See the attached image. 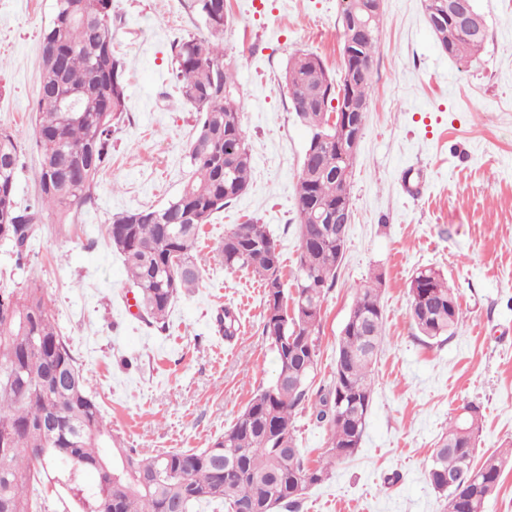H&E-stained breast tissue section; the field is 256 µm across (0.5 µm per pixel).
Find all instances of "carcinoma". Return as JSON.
Instances as JSON below:
<instances>
[{"label":"carcinoma","instance_id":"carcinoma-1","mask_svg":"<svg viewBox=\"0 0 512 512\" xmlns=\"http://www.w3.org/2000/svg\"><path fill=\"white\" fill-rule=\"evenodd\" d=\"M362 0H340L338 25L358 13ZM207 34L174 44L170 76L181 97L198 112L188 147L193 168L179 195L161 208L112 215L107 235L124 258L140 304L141 322L159 332L177 296L194 286L192 260L203 225L247 189L252 156L239 112V87L218 38L224 31V0H192ZM428 25L441 50L454 59L477 55L487 25L474 0H424ZM382 12L366 16L355 44L343 46L340 77L322 59L302 52L282 74L309 141L295 187L300 251L295 293L288 295L278 245L264 225L237 224L224 234L216 257L224 268L251 270L263 288L262 335L275 352L276 380L258 390L235 423L210 447L146 455L123 448L112 435L69 343L35 284L0 292V512H36L30 493L58 468L90 471L95 485L91 512H193L203 504L231 512L254 504L264 512L293 508L306 491L324 482L336 463L358 451L372 401L373 365L383 336L382 275L362 284L336 347L329 388L319 393L316 419L330 430L327 458L309 463L298 448L294 419L309 400L317 365L322 305L336 282L346 242L336 237V210L351 208L343 195L352 177L354 151L324 122L323 112L341 91L370 101V76L379 50ZM112 0H55L42 33L36 115L41 154L39 199L15 202L19 146L0 129V240H23L13 249L21 261L45 205L65 221L73 208L91 202L100 173L112 161V128L127 111L125 65L112 41ZM83 152L79 165L65 153ZM409 315L429 339L453 336L463 322L455 288L434 268L419 269L408 285ZM225 338L236 335L230 308L218 316ZM435 448L427 480L456 512H484L499 490L508 454L495 450L469 470L482 430L480 407L466 404ZM459 475L448 485V475Z\"/></svg>","mask_w":512,"mask_h":512}]
</instances>
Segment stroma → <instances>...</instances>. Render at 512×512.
I'll list each match as a JSON object with an SVG mask.
<instances>
[{
	"label": "stroma",
	"mask_w": 512,
	"mask_h": 512,
	"mask_svg": "<svg viewBox=\"0 0 512 512\" xmlns=\"http://www.w3.org/2000/svg\"><path fill=\"white\" fill-rule=\"evenodd\" d=\"M190 0H112L114 47L126 63L128 107L112 135V165L94 202L68 223L44 210L16 267L0 246V288H43L58 329L112 423L121 447L143 453L206 448L276 378L262 334L263 290L214 251L234 225L254 220L277 240L284 279L299 253L295 196L308 132L280 77L309 51L338 74L339 0H225L224 56L235 68L253 158L244 194L202 227L195 288L179 296L160 333L136 317L125 267L107 240L114 213L159 208L191 175L187 147L198 114L169 81L173 44L203 32ZM488 38L478 58L442 52L423 0H383L379 52L350 184L352 222L335 287L323 303L313 388L331 381L336 344L358 287L382 275L384 341L363 442L298 512H445L426 474L456 409L479 406L483 455L512 439V0H475ZM53 0H0V129L21 147L20 205L37 197L40 155L32 110L41 79V37ZM442 270L465 318L440 342L411 323L408 283ZM240 319L232 341L221 309ZM56 476L41 487L43 512H89L83 488Z\"/></svg>",
	"instance_id": "1"
}]
</instances>
